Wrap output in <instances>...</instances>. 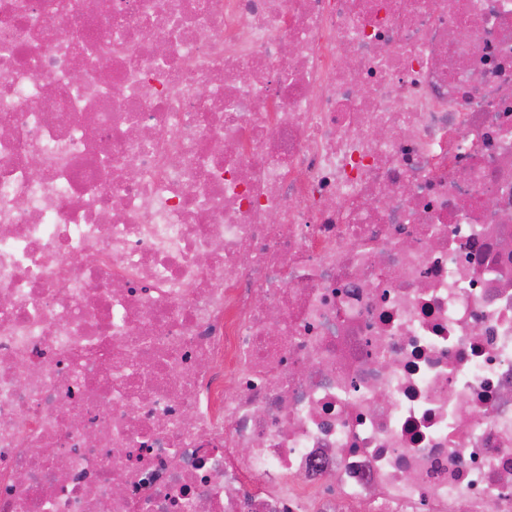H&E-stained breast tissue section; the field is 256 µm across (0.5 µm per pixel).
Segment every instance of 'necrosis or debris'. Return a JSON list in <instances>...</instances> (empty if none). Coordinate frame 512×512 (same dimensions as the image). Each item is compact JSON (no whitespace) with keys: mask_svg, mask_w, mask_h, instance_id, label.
<instances>
[{"mask_svg":"<svg viewBox=\"0 0 512 512\" xmlns=\"http://www.w3.org/2000/svg\"><path fill=\"white\" fill-rule=\"evenodd\" d=\"M0 126V512H512V0H0Z\"/></svg>","mask_w":512,"mask_h":512,"instance_id":"obj_1","label":"necrosis or debris"}]
</instances>
